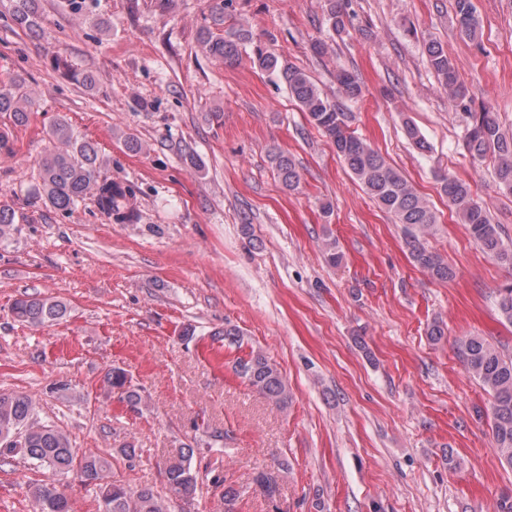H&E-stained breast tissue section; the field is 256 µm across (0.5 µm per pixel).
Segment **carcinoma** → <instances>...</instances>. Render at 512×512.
I'll return each instance as SVG.
<instances>
[{"label":"carcinoma","mask_w":512,"mask_h":512,"mask_svg":"<svg viewBox=\"0 0 512 512\" xmlns=\"http://www.w3.org/2000/svg\"><path fill=\"white\" fill-rule=\"evenodd\" d=\"M35 2L13 0L14 24L31 35L40 31L42 22ZM346 2L328 0L329 20L338 34L346 30ZM455 15L461 34L475 40L480 34L481 20L472 0H455ZM224 22V6L218 5L212 13L213 27L200 33L202 49L227 66L241 63L246 56L253 66L284 83L301 110L307 113L310 123L329 139L336 155L361 188L382 209L393 214L397 223L406 227V245L413 262L437 280L452 279L453 269L425 243V236L437 224L429 202L378 151L350 130L340 104L329 99L303 70L279 63L274 53L253 42L250 31L243 25L232 24L226 28ZM424 51L448 98L464 102L468 90L442 45L430 40L424 44ZM336 82L346 98L356 100L362 96L361 85L351 70L337 68ZM32 105L21 80L13 79L0 85V113H9L13 125L29 122ZM404 133L419 152L431 150L430 143L413 123H404ZM49 135L52 149L41 159L38 181L30 189L36 201L67 212L91 198L100 213L116 224L139 218L132 189L110 177H101L106 160L98 143L76 135L63 118L54 123ZM465 147L474 158L492 156L499 189L512 193V136L502 131L494 113H468ZM271 162L283 186L298 189L300 174L293 160L276 151L271 155ZM442 190L448 198V206L468 226L482 251L511 269L512 247L504 244L499 226L492 223L486 207L474 199L470 185L444 176ZM13 230L14 211L1 203L0 241L7 240ZM496 293L502 317L512 324V281L499 286ZM11 312L20 322L44 328L65 319L70 307L56 296L25 295L13 302ZM459 349L468 371L492 396L493 440L501 459L512 467V356L503 355L498 347L480 336L461 339ZM236 373L273 405L288 407L291 399L288 382L264 354L253 352L239 359ZM102 389L109 396L119 395L120 401L134 412L146 406L143 388L135 384L123 368L109 369L103 376ZM39 408V399L33 395L0 391V462L17 457L53 474L74 471L81 481L97 483L100 512H167L166 499L154 489L143 487L132 491L118 481H107L111 460L101 455H78L66 431L41 421ZM193 456L194 446L184 444L166 463V488L174 497L190 500L196 495L198 473L191 465ZM254 484L269 499L278 493V480L270 473L258 472ZM30 494L36 512H73L70 497L53 480L35 485Z\"/></svg>","instance_id":"1"}]
</instances>
